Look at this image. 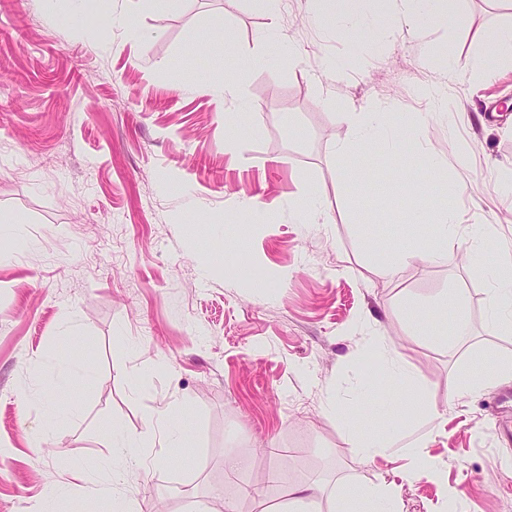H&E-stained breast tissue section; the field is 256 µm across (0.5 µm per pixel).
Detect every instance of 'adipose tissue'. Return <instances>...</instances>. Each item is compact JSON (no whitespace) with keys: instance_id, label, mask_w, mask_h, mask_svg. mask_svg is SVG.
<instances>
[{"instance_id":"adipose-tissue-1","label":"adipose tissue","mask_w":512,"mask_h":512,"mask_svg":"<svg viewBox=\"0 0 512 512\" xmlns=\"http://www.w3.org/2000/svg\"><path fill=\"white\" fill-rule=\"evenodd\" d=\"M346 119L355 127L360 139L367 140L375 132H382L390 150L415 153L417 142L395 123L390 112H350ZM426 170L428 187L426 189V212L417 214V222H432L435 238L445 241L454 239L457 228L462 222L460 213L450 207L445 195L447 188L442 183L445 171L443 160L432 153L426 154ZM491 276L495 284L490 305V316L495 326L512 327V264L494 266ZM387 374L395 382L402 385L407 415L410 418H438L439 411L435 403L426 394L414 391L408 372L402 368L395 357L387 359ZM370 426L367 430L350 428L351 446L357 452L366 455L381 454L389 444V438L395 428L389 425L381 410H374L369 417ZM112 448V457L107 460L109 480L92 482L87 487L90 497L109 498L112 502L111 512H134L136 498L149 488L148 482H140L134 486L122 485L123 474L130 469L139 470L144 467V449L154 447L155 441L150 433L133 435L120 425H113L108 435ZM341 512H398V504L394 491L389 488L368 487L349 484L340 492Z\"/></svg>"}]
</instances>
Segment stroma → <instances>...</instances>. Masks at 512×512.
Here are the masks:
<instances>
[{
	"label": "stroma",
	"instance_id": "stroma-1",
	"mask_svg": "<svg viewBox=\"0 0 512 512\" xmlns=\"http://www.w3.org/2000/svg\"><path fill=\"white\" fill-rule=\"evenodd\" d=\"M392 33L355 39L319 0H282L280 42L253 0H0V512H108L86 495L104 479L113 422L162 428L184 411L189 448L152 462L135 512H194L215 491L249 498L259 470L314 483L323 512L345 484L390 485L402 512H512V442L498 433L512 378L478 393L448 387L512 358V333L487 318L489 282L463 261L474 226L486 258H512V68L485 78L445 69L457 45L479 60L482 34L512 21V0H462L455 27L410 20L401 0H372ZM231 27L234 54L204 40ZM97 37L88 43L82 28ZM295 50L283 56L281 46ZM239 86L224 96L225 81ZM253 132L234 133L240 108ZM398 112L422 148L443 154L447 202L464 222L445 260L412 221L422 157L358 142L348 112ZM299 124L293 134L290 124ZM361 170L362 181L347 179ZM317 197V217L303 205ZM417 253L392 279L374 249ZM459 292L465 336L432 342L431 305ZM423 309L424 334L410 310ZM393 350L441 411L425 451L439 476L405 481L402 424L379 456L349 442L364 415L359 383ZM91 364L64 384L58 363ZM75 414L41 450L29 439L47 402ZM253 467L228 478L224 456ZM86 480L69 477L67 465Z\"/></svg>",
	"mask_w": 512,
	"mask_h": 512
}]
</instances>
